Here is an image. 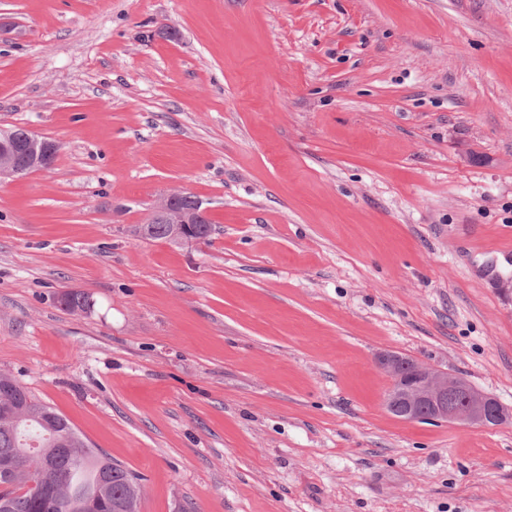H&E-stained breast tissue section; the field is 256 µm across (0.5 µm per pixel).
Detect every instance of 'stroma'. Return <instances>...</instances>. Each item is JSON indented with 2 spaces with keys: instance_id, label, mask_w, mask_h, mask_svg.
Wrapping results in <instances>:
<instances>
[{
  "instance_id": "obj_1",
  "label": "stroma",
  "mask_w": 512,
  "mask_h": 512,
  "mask_svg": "<svg viewBox=\"0 0 512 512\" xmlns=\"http://www.w3.org/2000/svg\"><path fill=\"white\" fill-rule=\"evenodd\" d=\"M1 126L59 150L0 180V373L140 512H512V420L375 362L512 410V0H0ZM173 190L208 240L140 236ZM376 361L393 381L385 407L393 412L401 406L403 419L487 427L501 424V411L494 400L470 391L448 372L427 368L393 352L378 354ZM462 392L465 398L457 396ZM458 398L462 404L456 403Z\"/></svg>"
}]
</instances>
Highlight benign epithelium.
Instances as JSON below:
<instances>
[{
    "instance_id": "7a95c632",
    "label": "benign epithelium",
    "mask_w": 512,
    "mask_h": 512,
    "mask_svg": "<svg viewBox=\"0 0 512 512\" xmlns=\"http://www.w3.org/2000/svg\"><path fill=\"white\" fill-rule=\"evenodd\" d=\"M58 145L48 139L32 135L24 147L30 166L49 168ZM23 169L17 165L13 149L5 144L0 150V179L18 176ZM181 191H172L153 206L146 223L163 222L174 225L171 239L198 242L200 238L183 232L185 225L194 223V216L180 210ZM377 365L393 381L385 398V407L393 412L402 408L406 420L431 422H461L479 426L501 424L499 405L479 392L469 390L463 382L446 372L422 366L393 352L377 355Z\"/></svg>"
}]
</instances>
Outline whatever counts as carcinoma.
<instances>
[{
	"instance_id": "1",
	"label": "carcinoma",
	"mask_w": 512,
	"mask_h": 512,
	"mask_svg": "<svg viewBox=\"0 0 512 512\" xmlns=\"http://www.w3.org/2000/svg\"><path fill=\"white\" fill-rule=\"evenodd\" d=\"M183 209L196 214L197 234L208 238L212 226L190 194L180 198ZM145 239H167L171 224L140 226ZM43 449L48 467H37L15 484L0 486V500L11 512H42L39 490L52 484L60 499L58 512H113L112 504L126 503L138 512L140 498L131 497V483L141 482L96 448L90 447L70 422L44 404L15 378L0 374V459L21 455V449Z\"/></svg>"
}]
</instances>
